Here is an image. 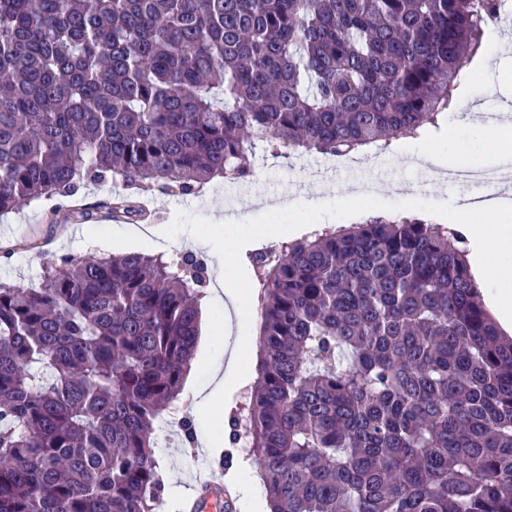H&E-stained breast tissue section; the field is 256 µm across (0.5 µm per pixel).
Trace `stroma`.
<instances>
[{
  "label": "stroma",
  "mask_w": 512,
  "mask_h": 512,
  "mask_svg": "<svg viewBox=\"0 0 512 512\" xmlns=\"http://www.w3.org/2000/svg\"><path fill=\"white\" fill-rule=\"evenodd\" d=\"M460 96H474L480 108H487L496 98H512V53L493 58H475L470 65ZM457 118L448 112L439 128L421 139H401L384 152L382 164L360 160L348 165L316 151H299L274 157L263 146H256L250 159L254 175L245 182L228 183L217 179L201 191L186 196H172L153 191L140 196L138 202L148 216L129 222L105 218L93 223L80 218L85 209L109 201L119 188L113 184L89 185L71 197L41 199L20 210L0 216V282L38 286L43 255L91 257L102 253L138 251L146 254L172 255L185 251L187 245L201 242L199 251L212 273L230 272L245 286H253L248 252L272 246L274 241L299 238L320 224H350L352 218L339 209L335 197L319 196V184L378 181L389 190L365 208L366 214L404 216L428 210L447 215L466 190L448 180L418 171L403 163L401 151L419 144L440 146L442 152L465 154L468 160L485 162L502 138L473 132L465 128L449 134L448 126ZM301 195L295 210L269 215L266 199L273 194ZM235 209L234 221L216 226L214 218L225 210ZM259 332L256 316L238 320L228 308L206 292L201 304V325L191 369L193 379L185 380L174 410L179 419L190 420L196 436L220 435L233 410L249 401V390L234 394L205 413L195 407L193 386L204 383L205 364L224 361L240 336ZM155 455L164 480L162 512H185L184 490L195 488L201 477L226 473L222 457L210 456L199 445H186L183 434L165 436L156 430Z\"/></svg>",
  "instance_id": "stroma-1"
}]
</instances>
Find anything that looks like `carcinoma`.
<instances>
[{
	"label": "carcinoma",
	"mask_w": 512,
	"mask_h": 512,
	"mask_svg": "<svg viewBox=\"0 0 512 512\" xmlns=\"http://www.w3.org/2000/svg\"><path fill=\"white\" fill-rule=\"evenodd\" d=\"M504 2L0 0V215L86 183L244 180L257 143L419 138ZM247 260L259 379L224 435L271 512H512V339L463 234L372 215ZM209 281L186 251L52 256L39 286L0 283V512H159L154 424Z\"/></svg>",
	"instance_id": "obj_1"
}]
</instances>
